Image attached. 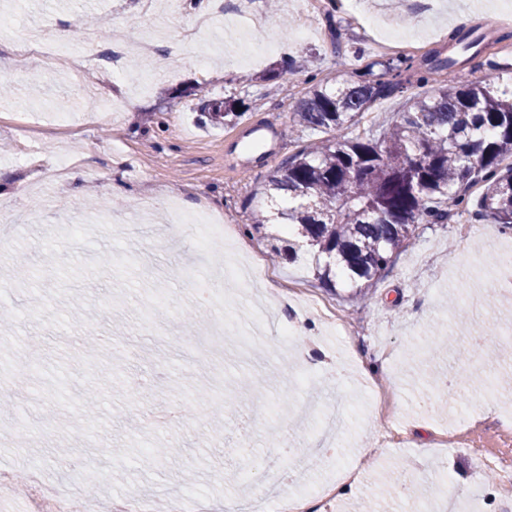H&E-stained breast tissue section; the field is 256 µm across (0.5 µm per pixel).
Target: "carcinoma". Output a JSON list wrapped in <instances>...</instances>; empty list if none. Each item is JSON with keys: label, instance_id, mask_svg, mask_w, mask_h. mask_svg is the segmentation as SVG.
Segmentation results:
<instances>
[{"label": "carcinoma", "instance_id": "obj_1", "mask_svg": "<svg viewBox=\"0 0 512 512\" xmlns=\"http://www.w3.org/2000/svg\"><path fill=\"white\" fill-rule=\"evenodd\" d=\"M485 39L476 28L453 32L448 56L434 52L417 77L426 86L446 71L447 83L407 97L399 120L379 132L353 129L378 99L403 92L397 77L412 68L408 58L383 63L388 80L374 73L373 62L357 80L319 84L297 102L294 125L338 135L289 156L251 196L255 229L285 228L271 234L282 243L275 255H309L323 286L347 281L355 300L365 302L417 225L445 224L467 212L474 186H484L475 216L512 227V164L501 167L512 157V86L495 89L464 73ZM242 106L232 96L210 100L207 117L221 124Z\"/></svg>", "mask_w": 512, "mask_h": 512}]
</instances>
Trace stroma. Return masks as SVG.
Segmentation results:
<instances>
[{
  "label": "stroma",
  "mask_w": 512,
  "mask_h": 512,
  "mask_svg": "<svg viewBox=\"0 0 512 512\" xmlns=\"http://www.w3.org/2000/svg\"><path fill=\"white\" fill-rule=\"evenodd\" d=\"M498 2L279 0L272 10L266 0H0V80L13 86L0 95V180L46 199L33 219L25 192L0 197V310L11 314L0 324V468L35 469L102 500L173 490L241 504L266 483L261 462L284 435L294 450L278 463L284 495L310 497L357 465L331 512L374 499L380 512H410L380 496L398 475L440 508L455 492L512 512L494 458L512 448V434L494 427L512 418V295L480 286L512 230L484 221L465 236L454 224L419 225L362 304L319 284L308 257L272 260L248 217L254 190L310 139L291 117L313 85L355 79L374 60L421 61L462 15L503 34ZM69 17L65 39L90 37L98 61L42 80L29 33L59 42ZM150 35L156 50L146 57L139 47ZM116 45L123 59L113 69ZM304 58L308 66L289 69ZM474 66L492 87L512 84L510 51L486 45ZM271 69L281 77L266 80ZM229 95L244 99V115L211 124L204 102ZM173 198L184 214L235 225L267 261L270 287L331 305L348 336L328 332L313 310L278 308L266 334L248 339L266 365L251 377L225 352L222 331L229 321L249 332L260 293L225 274L224 246L201 251L196 225L171 215ZM477 287L457 317L450 302ZM340 343L369 388L331 378ZM175 405L184 425L146 428L145 412ZM330 406L347 414L336 453L319 444ZM297 458L317 464L297 472Z\"/></svg>",
  "instance_id": "35a3bbf8"
}]
</instances>
